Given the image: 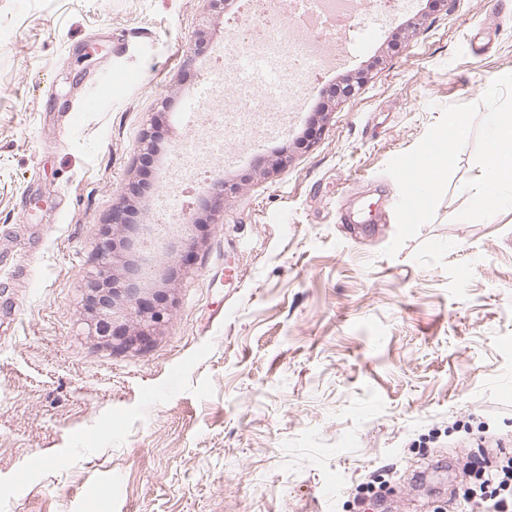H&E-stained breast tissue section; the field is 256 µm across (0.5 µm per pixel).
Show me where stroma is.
<instances>
[{
    "mask_svg": "<svg viewBox=\"0 0 512 512\" xmlns=\"http://www.w3.org/2000/svg\"><path fill=\"white\" fill-rule=\"evenodd\" d=\"M246 6L0 0V512H383L363 498L375 479L394 490L384 512H434L464 477L466 431L512 439V210L458 220L474 143L433 219L382 254L399 197L387 163L512 72V0H392L286 127L186 178L185 148L219 131L186 107ZM356 74L357 94L320 116ZM132 186L129 263L177 211L143 255L171 315L149 349L115 352L85 333L84 286ZM189 235L203 246L186 266Z\"/></svg>",
    "mask_w": 512,
    "mask_h": 512,
    "instance_id": "stroma-1",
    "label": "stroma"
}]
</instances>
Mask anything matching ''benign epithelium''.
Here are the masks:
<instances>
[{
	"mask_svg": "<svg viewBox=\"0 0 512 512\" xmlns=\"http://www.w3.org/2000/svg\"><path fill=\"white\" fill-rule=\"evenodd\" d=\"M225 192L224 179L212 183L211 212L217 213L224 208ZM131 207L130 196L120 195L112 208V224L101 233L96 244V266L86 276L83 323L87 334L114 350L144 348L165 318L154 301L166 296V290L141 288L130 281L124 282L127 273L146 281L141 271L129 267L115 242V232L126 227Z\"/></svg>",
	"mask_w": 512,
	"mask_h": 512,
	"instance_id": "benign-epithelium-1",
	"label": "benign epithelium"
}]
</instances>
